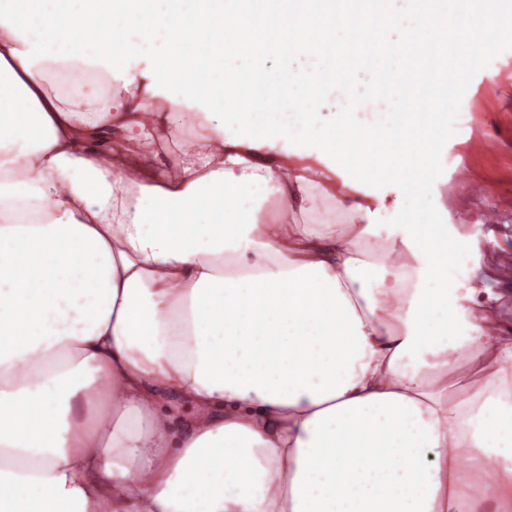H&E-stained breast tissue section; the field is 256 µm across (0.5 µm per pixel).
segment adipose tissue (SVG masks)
Returning a JSON list of instances; mask_svg holds the SVG:
<instances>
[{
    "label": "adipose tissue",
    "mask_w": 512,
    "mask_h": 512,
    "mask_svg": "<svg viewBox=\"0 0 512 512\" xmlns=\"http://www.w3.org/2000/svg\"><path fill=\"white\" fill-rule=\"evenodd\" d=\"M61 19L0 9V512H512V332L410 221L438 143L352 171L115 41L181 13Z\"/></svg>",
    "instance_id": "adipose-tissue-1"
}]
</instances>
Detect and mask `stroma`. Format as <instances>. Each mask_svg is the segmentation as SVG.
<instances>
[{
	"instance_id": "stroma-1",
	"label": "stroma",
	"mask_w": 512,
	"mask_h": 512,
	"mask_svg": "<svg viewBox=\"0 0 512 512\" xmlns=\"http://www.w3.org/2000/svg\"><path fill=\"white\" fill-rule=\"evenodd\" d=\"M457 133L444 145L458 167L431 189L448 209V221L464 225L471 236L475 287L487 289L503 325L512 327V50L497 56L472 79L456 120ZM493 138L495 153L474 152L473 142ZM485 184L487 194L473 196L469 181Z\"/></svg>"
}]
</instances>
